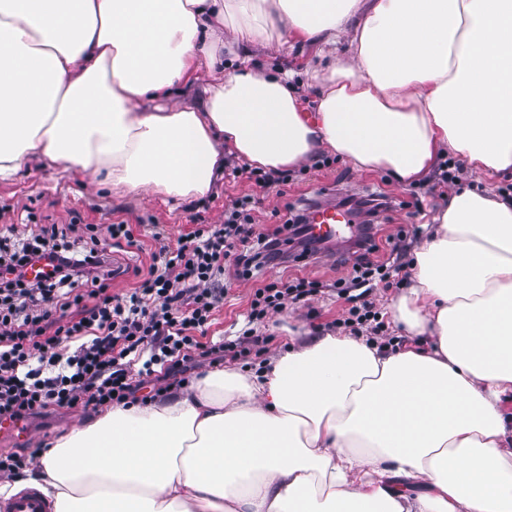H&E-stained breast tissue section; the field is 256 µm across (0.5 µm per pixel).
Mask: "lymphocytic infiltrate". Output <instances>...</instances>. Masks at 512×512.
<instances>
[{"instance_id": "obj_1", "label": "lymphocytic infiltrate", "mask_w": 512, "mask_h": 512, "mask_svg": "<svg viewBox=\"0 0 512 512\" xmlns=\"http://www.w3.org/2000/svg\"><path fill=\"white\" fill-rule=\"evenodd\" d=\"M255 193L232 200L220 224H198L177 245L161 246L134 288L112 293V251L135 246L131 225L55 224L0 226V417L25 419L53 410L95 409L126 403L139 389L148 399L189 386L201 362L260 359V332L269 313L318 293V282L277 279L256 288L246 324L235 339L207 333L224 303L219 282L226 262L247 280L255 268L287 264L293 251L312 253L304 239L306 216L286 205L288 223L256 227L260 191L287 175L270 177L238 165ZM109 247H101V240ZM349 277L337 290L393 287L397 264L373 261V236L357 243ZM41 262L40 280L26 277Z\"/></svg>"}]
</instances>
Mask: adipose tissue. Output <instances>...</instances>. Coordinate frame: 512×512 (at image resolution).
Instances as JSON below:
<instances>
[{
	"label": "adipose tissue",
	"instance_id": "obj_1",
	"mask_svg": "<svg viewBox=\"0 0 512 512\" xmlns=\"http://www.w3.org/2000/svg\"><path fill=\"white\" fill-rule=\"evenodd\" d=\"M287 35L344 48L309 73L315 114L252 64ZM227 147L265 171L325 148L401 184L446 152L512 171V0H0V179L37 159L197 198ZM433 222L391 309L426 348L312 337L112 408L42 454L55 512H512V198L463 187Z\"/></svg>",
	"mask_w": 512,
	"mask_h": 512
}]
</instances>
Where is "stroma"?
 I'll return each mask as SVG.
<instances>
[{
    "mask_svg": "<svg viewBox=\"0 0 512 512\" xmlns=\"http://www.w3.org/2000/svg\"><path fill=\"white\" fill-rule=\"evenodd\" d=\"M255 61L264 69H284L300 73L307 66L318 64L316 47L300 41L288 40L272 43L256 50ZM467 185L489 188L490 191L512 194V176L493 183L479 180L463 162L451 154L443 155L437 169L428 181L416 184H399L381 172H362L347 161L327 150L313 154L307 161L288 172L284 188H270L262 195V205L255 216L259 223L272 225L274 213L284 203L301 205L303 200L322 199L338 206L346 202L371 200L373 193L384 192L395 198L397 206L386 212L381 222L382 233L376 238L379 246L375 257L385 261L391 257L388 237L396 236L399 228L419 225L421 233L403 242L406 256L428 238L433 230V217L445 203L453 186ZM253 187L245 178L229 175L218 180L210 194L186 200H166L149 189L131 195L112 193L99 189L92 178H73L56 164L37 161L24 166L16 176L0 180L1 224H129L139 241L138 247L125 251L124 258L131 272L122 282L113 284L112 290L122 293L133 288L137 278L135 269H147L151 255L161 244L176 245L179 238L193 228V216H200L205 223L218 224L224 220V205L230 199L252 192ZM421 199L422 218L412 217L409 202ZM350 242L323 245L315 258L289 263L288 267H267L255 272L247 281L235 278L233 268H226L222 284L228 293L224 304L215 314L208 331L213 339L232 338L245 324L252 289L277 278H305L331 284L347 276L353 263ZM411 275H404L398 288H375L369 299L375 304L386 322L383 332L372 333L370 326L356 332L359 340L374 341L388 350L401 349L405 337L399 336L389 324L390 304L397 300L403 289L411 287ZM354 300L337 297L331 291L313 296L307 304L286 305L271 313L262 333L268 336V356L286 351L288 342L302 332L314 336L326 333H345L344 321Z\"/></svg>",
    "mask_w": 512,
    "mask_h": 512,
    "instance_id": "1",
    "label": "stroma"
}]
</instances>
